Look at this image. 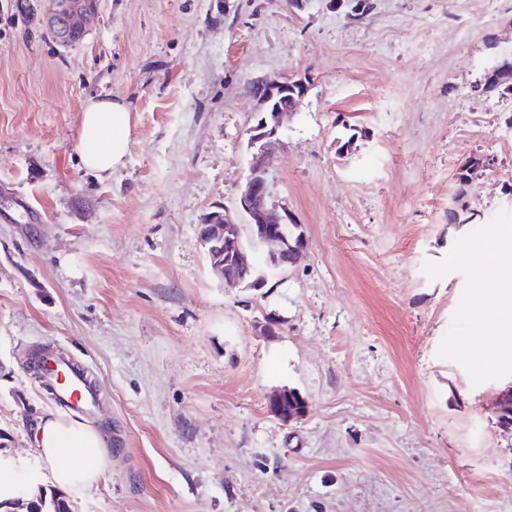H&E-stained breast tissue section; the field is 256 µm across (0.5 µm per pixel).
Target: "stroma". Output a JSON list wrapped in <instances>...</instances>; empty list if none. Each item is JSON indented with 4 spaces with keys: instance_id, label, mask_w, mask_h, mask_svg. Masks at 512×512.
Instances as JSON below:
<instances>
[{
    "instance_id": "1",
    "label": "stroma",
    "mask_w": 512,
    "mask_h": 512,
    "mask_svg": "<svg viewBox=\"0 0 512 512\" xmlns=\"http://www.w3.org/2000/svg\"><path fill=\"white\" fill-rule=\"evenodd\" d=\"M0 0V450L36 461L58 407L28 368L91 380L112 464L72 512H512V352L470 358L461 259L512 229V0H97L66 46ZM309 91L271 147L303 261L225 287L198 243L248 168L256 89ZM129 106L110 176L79 162L88 99ZM352 154L340 155L344 140ZM456 209L461 223L448 221ZM271 333H263V325ZM296 389L284 423L269 395ZM288 389H282L274 392L268 401V408L272 415L284 423H290L302 419L307 413V401L299 395L300 404H294V407H288Z\"/></svg>"
}]
</instances>
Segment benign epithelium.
Segmentation results:
<instances>
[{
    "label": "benign epithelium",
    "mask_w": 512,
    "mask_h": 512,
    "mask_svg": "<svg viewBox=\"0 0 512 512\" xmlns=\"http://www.w3.org/2000/svg\"><path fill=\"white\" fill-rule=\"evenodd\" d=\"M92 17L93 12L81 10L79 4L52 0L41 22L58 42L67 44L71 32L86 28ZM306 93L307 85L302 80L271 79L263 84L259 95V116L256 124L248 131V174L234 207H221L201 219L199 242L206 250L212 271L226 285L260 289L268 283L267 278L261 276L246 282L235 275L237 271L254 267L247 249L241 243L246 226L259 234L261 246L277 267H294L303 256L306 248L304 239L300 240L298 247L288 250V226L294 223L288 210L268 205L271 160L267 144L282 135L288 115L299 111ZM288 396V390L282 389L274 392L268 401L270 413L284 423L302 419L308 408L303 397L300 398V404L288 406Z\"/></svg>",
    "instance_id": "obj_1"
}]
</instances>
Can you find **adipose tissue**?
<instances>
[{
    "instance_id": "adipose-tissue-1",
    "label": "adipose tissue",
    "mask_w": 512,
    "mask_h": 512,
    "mask_svg": "<svg viewBox=\"0 0 512 512\" xmlns=\"http://www.w3.org/2000/svg\"><path fill=\"white\" fill-rule=\"evenodd\" d=\"M128 126L129 109L123 100L89 103L83 111L80 131L82 166L100 175L111 173L126 155ZM494 246L503 254V262L484 265L477 274L480 282L490 286L488 304L502 313L493 336L476 356L478 365L485 369L495 366L499 346L505 337L512 335V273L506 271L508 261L512 260V245L499 239ZM34 441L38 449L37 464L0 453V502L16 498L22 485L35 493L48 484L64 494L82 497L96 489L110 468L104 433L86 421L48 414L36 423ZM21 469L27 472L22 484L17 481Z\"/></svg>"
}]
</instances>
